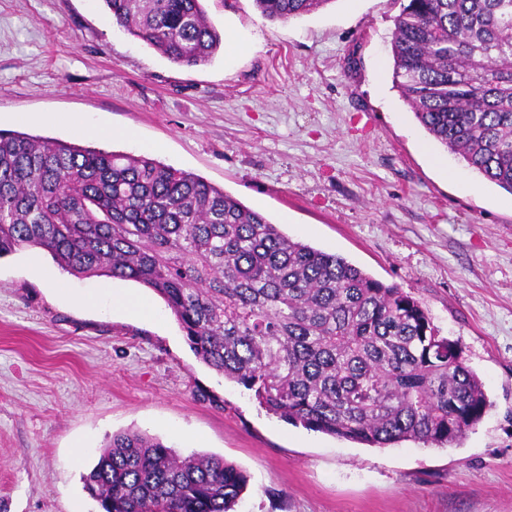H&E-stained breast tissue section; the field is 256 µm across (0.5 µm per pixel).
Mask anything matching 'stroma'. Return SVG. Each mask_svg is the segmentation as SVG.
Listing matches in <instances>:
<instances>
[{
    "label": "stroma",
    "mask_w": 512,
    "mask_h": 512,
    "mask_svg": "<svg viewBox=\"0 0 512 512\" xmlns=\"http://www.w3.org/2000/svg\"><path fill=\"white\" fill-rule=\"evenodd\" d=\"M246 44L179 66L100 0H0V130L149 155L290 238L420 301L492 402L461 444L365 445L267 414L208 368L153 291L0 257V512H101L82 475L113 434L243 470L237 512H512V194L436 142L393 85L401 0H332L286 21L204 0ZM110 288L140 314L79 305Z\"/></svg>",
    "instance_id": "35a3bbf8"
}]
</instances>
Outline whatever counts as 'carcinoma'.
<instances>
[{
    "mask_svg": "<svg viewBox=\"0 0 512 512\" xmlns=\"http://www.w3.org/2000/svg\"><path fill=\"white\" fill-rule=\"evenodd\" d=\"M180 66L223 44L201 0H102ZM284 21L331 0H254ZM393 79L430 136L512 193V0H407ZM48 253L79 278L159 295L197 357L269 414L374 448L454 447L490 402L421 303L284 234L204 180L147 156L0 132V256ZM104 512H236L247 476L135 431L83 476Z\"/></svg>",
    "mask_w": 512,
    "mask_h": 512,
    "instance_id": "obj_1",
    "label": "carcinoma"
}]
</instances>
